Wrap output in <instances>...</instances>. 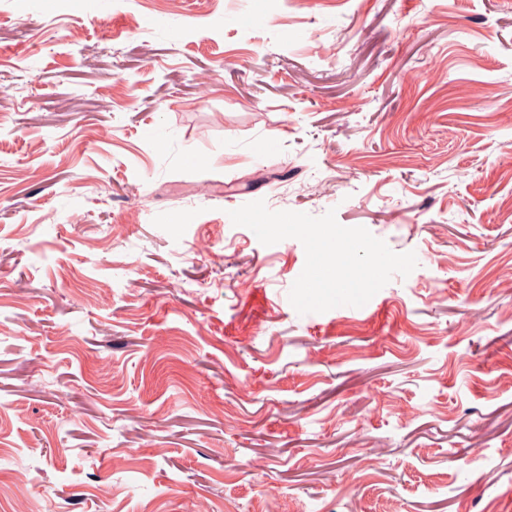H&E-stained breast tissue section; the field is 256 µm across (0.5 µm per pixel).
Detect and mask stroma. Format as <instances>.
Listing matches in <instances>:
<instances>
[{
    "label": "stroma",
    "instance_id": "1",
    "mask_svg": "<svg viewBox=\"0 0 512 512\" xmlns=\"http://www.w3.org/2000/svg\"><path fill=\"white\" fill-rule=\"evenodd\" d=\"M0 73V512H512V0H0ZM260 199L418 265L299 314Z\"/></svg>",
    "mask_w": 512,
    "mask_h": 512
}]
</instances>
